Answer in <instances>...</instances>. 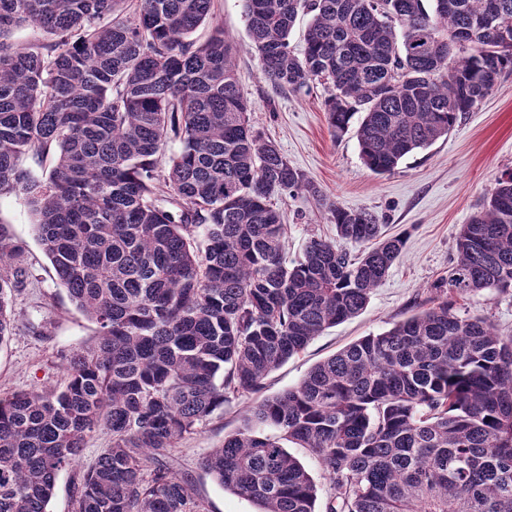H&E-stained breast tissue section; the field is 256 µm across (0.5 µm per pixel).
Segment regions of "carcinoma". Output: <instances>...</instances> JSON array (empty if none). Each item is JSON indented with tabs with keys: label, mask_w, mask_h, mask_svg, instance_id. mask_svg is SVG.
Returning a JSON list of instances; mask_svg holds the SVG:
<instances>
[{
	"label": "carcinoma",
	"mask_w": 512,
	"mask_h": 512,
	"mask_svg": "<svg viewBox=\"0 0 512 512\" xmlns=\"http://www.w3.org/2000/svg\"><path fill=\"white\" fill-rule=\"evenodd\" d=\"M271 87L327 89L334 136L378 174L448 135L512 70V0H243ZM215 0H0V194L23 193L70 301L97 326L60 389L0 396V512H47L98 431L75 512H206L170 452L224 402L361 313L405 240L328 199L250 124ZM311 15L304 47L288 36ZM36 26L47 43L7 41ZM180 141L158 168L170 136ZM50 159L36 177L22 157ZM336 240L288 262L275 197ZM362 247L354 254L345 244ZM0 223V345L27 281ZM512 290V170L460 228L430 306L316 363L203 458L257 512H316L285 443L323 464L324 512H512V335L448 295Z\"/></svg>",
	"instance_id": "1"
}]
</instances>
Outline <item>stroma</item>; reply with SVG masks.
Wrapping results in <instances>:
<instances>
[{
	"label": "stroma",
	"instance_id": "35a3bbf8",
	"mask_svg": "<svg viewBox=\"0 0 512 512\" xmlns=\"http://www.w3.org/2000/svg\"><path fill=\"white\" fill-rule=\"evenodd\" d=\"M216 12L237 47V74L253 103L254 128L325 196L345 209L373 212L389 234L406 237L402 257L361 314L327 329L273 371L263 392L225 402L172 450L175 472L192 475L195 493L207 512H255L253 503L224 490L203 469V458L242 426L248 410L263 396L297 385L320 360L407 318L428 298L433 284L447 276L461 225L482 209L496 177L512 169V72H505L492 94L463 114L447 137L409 155L393 172L379 175L362 162L354 132L333 137L322 86L281 94L264 82L247 34L242 0H217ZM276 204L288 226L289 260L300 257L311 237H335L329 214L312 197L286 193L277 197ZM0 223L21 245L22 260L30 271L25 287L14 297L12 334L0 344V394L62 389L69 355L94 342L96 326L75 308L60 284L37 240L34 217L22 193L0 195ZM456 307L512 333V292L483 290L457 299ZM108 445L107 434L88 437L77 466L60 472L48 512H74L73 483L79 471L94 463Z\"/></svg>",
	"mask_w": 512,
	"mask_h": 512
}]
</instances>
